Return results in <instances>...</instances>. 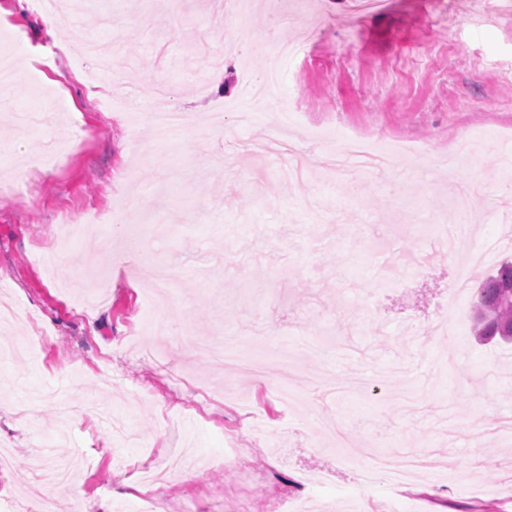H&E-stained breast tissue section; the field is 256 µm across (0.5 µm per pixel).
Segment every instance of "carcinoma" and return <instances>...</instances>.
Segmentation results:
<instances>
[{
	"label": "carcinoma",
	"instance_id": "obj_1",
	"mask_svg": "<svg viewBox=\"0 0 512 512\" xmlns=\"http://www.w3.org/2000/svg\"><path fill=\"white\" fill-rule=\"evenodd\" d=\"M474 332L482 341L512 342V261L505 260L476 291Z\"/></svg>",
	"mask_w": 512,
	"mask_h": 512
}]
</instances>
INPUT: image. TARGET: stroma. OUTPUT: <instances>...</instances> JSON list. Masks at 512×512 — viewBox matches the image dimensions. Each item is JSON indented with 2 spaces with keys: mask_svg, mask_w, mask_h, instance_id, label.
Returning a JSON list of instances; mask_svg holds the SVG:
<instances>
[{
  "mask_svg": "<svg viewBox=\"0 0 512 512\" xmlns=\"http://www.w3.org/2000/svg\"><path fill=\"white\" fill-rule=\"evenodd\" d=\"M277 39L305 51L253 111L267 32L266 0L244 16H215L207 0H111L125 20L113 85L69 47L106 36L100 0L78 23L48 28L30 0H0V48L22 51L20 79L48 96L50 122L25 132L14 116L31 97L0 89V301L17 319L0 331L29 342V317L49 347L0 358V512H137L128 467L148 458L174 473L165 512H281L294 496L309 512H512V345L474 336V292L459 335L435 324L448 309L457 266L494 272L512 247V12L473 24L475 0H308ZM167 79L149 106L182 112L187 131L166 169L136 139L122 95ZM227 104L222 133L195 134ZM385 138L404 176L355 171L337 184L325 166L347 137ZM212 155L211 165L198 159ZM470 157L457 178L443 161ZM469 213L447 222L463 184ZM32 190L21 205L8 183ZM149 215L155 261L181 267L179 303L148 333L151 265L126 260L114 204ZM71 213L102 226L63 251L74 278L43 266L57 222ZM229 338L256 355L294 350L283 405L254 371L215 370L186 338ZM428 451L433 465L397 483L363 477L360 449ZM328 482L309 489V474Z\"/></svg>",
  "mask_w": 512,
  "mask_h": 512,
  "instance_id": "obj_1",
  "label": "stroma"
}]
</instances>
